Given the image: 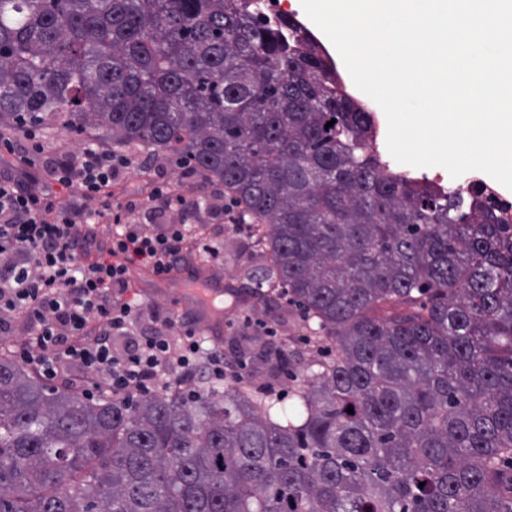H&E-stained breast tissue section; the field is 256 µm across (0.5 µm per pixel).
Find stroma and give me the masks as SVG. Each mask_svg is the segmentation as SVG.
<instances>
[{"label":"stroma","mask_w":512,"mask_h":512,"mask_svg":"<svg viewBox=\"0 0 512 512\" xmlns=\"http://www.w3.org/2000/svg\"><path fill=\"white\" fill-rule=\"evenodd\" d=\"M176 186L190 198L206 193L207 188L199 177L188 167L176 165L165 154L159 153L142 161L134 157L130 166L121 169L112 182V196L120 199L128 192L139 189L149 190L163 185ZM168 224H203L207 228H223L224 265L215 270L216 278L235 281L240 265L261 263L250 236L236 232L224 213L179 214L167 213ZM216 308L224 312L225 329L218 339L225 356L236 357L246 362V375L253 390L269 391L278 395L282 409H289L294 403L290 394L292 386L287 371L280 368L281 355L289 348H296V365L303 366L318 355V344L301 342L304 323L298 311L289 305L287 299H279L267 306L253 305L252 302L236 303L231 293H223L215 299Z\"/></svg>","instance_id":"35a3bbf8"}]
</instances>
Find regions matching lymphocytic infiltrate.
Segmentation results:
<instances>
[{"label": "lymphocytic infiltrate", "mask_w": 512, "mask_h": 512, "mask_svg": "<svg viewBox=\"0 0 512 512\" xmlns=\"http://www.w3.org/2000/svg\"><path fill=\"white\" fill-rule=\"evenodd\" d=\"M5 149L23 167L20 179L0 175V327L23 325L26 338L16 352L22 364L48 381L73 369L88 398L137 397L174 374L190 397L202 382L242 379L243 363L226 361L184 316H167L158 329L138 326L144 304L130 287L132 269L173 272L196 227L165 224L147 232L136 216L146 208L195 210L198 202L171 188L133 192L116 205L102 199L129 159L93 143L51 170L54 183L78 195L64 202L40 186L35 132ZM104 219L112 232L102 240L96 227Z\"/></svg>", "instance_id": "f902f5d3"}]
</instances>
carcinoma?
<instances>
[{"mask_svg": "<svg viewBox=\"0 0 512 512\" xmlns=\"http://www.w3.org/2000/svg\"><path fill=\"white\" fill-rule=\"evenodd\" d=\"M50 123L225 189L261 222L248 293L288 296L325 355L285 413L242 383L90 399L0 351V512H512L509 208L382 163L302 25L0 0V128Z\"/></svg>", "mask_w": 512, "mask_h": 512, "instance_id": "obj_1", "label": "carcinoma"}]
</instances>
